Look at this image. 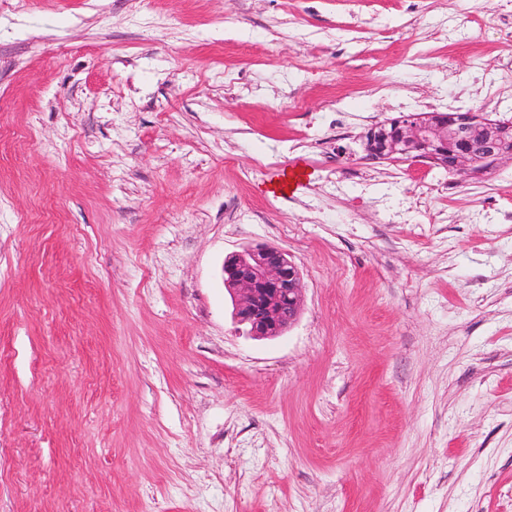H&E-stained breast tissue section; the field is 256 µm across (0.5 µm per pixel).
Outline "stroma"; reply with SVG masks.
Masks as SVG:
<instances>
[{"label":"stroma","mask_w":512,"mask_h":512,"mask_svg":"<svg viewBox=\"0 0 512 512\" xmlns=\"http://www.w3.org/2000/svg\"><path fill=\"white\" fill-rule=\"evenodd\" d=\"M512 0H0V512H512ZM297 171L295 191L282 175ZM303 309L238 329L225 257ZM437 113L435 116L410 114L400 119L399 143L421 148L423 153L416 159L430 163H441L442 152L430 151L429 147L438 143L456 148L455 166L460 174L482 175L494 169L501 161L512 159V122L490 120L478 113ZM431 117L435 119L431 120ZM486 124L485 130L491 135L475 139L474 131L479 124ZM511 134L506 142L504 135ZM512 145H510L511 147ZM481 164H488L483 169ZM397 119L398 118H395L392 119L390 122L377 124L375 125V127L368 129V131L365 133L364 139L366 151L369 154H371V152L368 150L367 145H369L371 149L374 150L375 148L380 149L384 147L385 143H390L391 141H394V139L391 137V132L394 129ZM223 274L233 318L247 335L274 339L296 323L303 288L285 251L263 244L246 247L225 258Z\"/></svg>","instance_id":"35a3bbf8"}]
</instances>
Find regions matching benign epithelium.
I'll use <instances>...</instances> for the list:
<instances>
[{
	"label": "benign epithelium",
	"instance_id": "1",
	"mask_svg": "<svg viewBox=\"0 0 512 512\" xmlns=\"http://www.w3.org/2000/svg\"><path fill=\"white\" fill-rule=\"evenodd\" d=\"M512 135V122L490 120L478 113L410 114L400 119L399 143L421 148L419 159L438 163L440 152L429 150L438 143L456 148L459 173L478 176L482 165L494 169L512 159L505 134ZM224 287L233 305V318L252 337L274 339L299 318L302 282L288 253L268 245H255L233 252L224 260Z\"/></svg>",
	"mask_w": 512,
	"mask_h": 512
}]
</instances>
